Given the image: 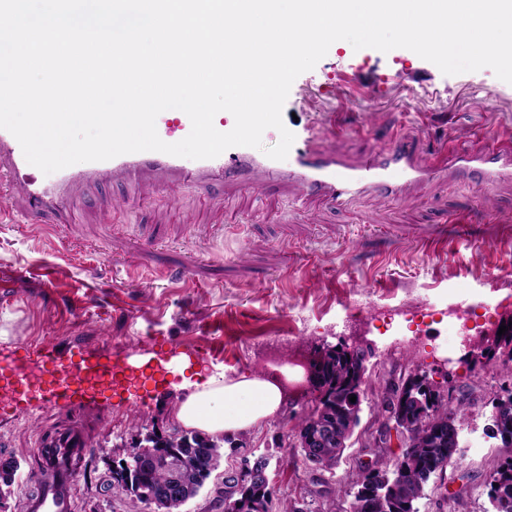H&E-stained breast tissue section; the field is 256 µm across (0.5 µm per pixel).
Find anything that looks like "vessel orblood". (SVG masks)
<instances>
[{
	"label": "vessel or blood",
	"instance_id": "obj_1",
	"mask_svg": "<svg viewBox=\"0 0 512 512\" xmlns=\"http://www.w3.org/2000/svg\"><path fill=\"white\" fill-rule=\"evenodd\" d=\"M156 130L163 141L173 143L190 133L191 121L185 113L166 110L158 115ZM318 135V128L311 124L296 132L298 147L290 174L304 190L318 193L339 207L347 205L365 188L386 198L397 196L409 183L436 176L450 167L463 169L487 187L500 178L512 177L511 142H496L479 152L461 151L445 142L434 149L432 157L425 158L418 155L411 140L397 133L384 152L371 153L361 162L350 163L314 150ZM277 171L276 161L257 158L250 148L236 146L216 158L197 161L189 171L179 157L143 151L67 167L55 172L53 181L47 182L27 163L16 138L0 129V185L8 196L25 199L27 220L35 226L40 225L46 214L51 215L53 223H67L68 210L76 203L73 189L83 182L120 179L135 183L150 173L166 180L183 175L200 181L228 179L251 191L258 177H270ZM36 366L55 383L57 393L63 395L73 387L85 385L95 375H113L119 370L118 365L99 361L81 363L70 370L58 364L49 351L40 352ZM38 446L43 450L44 466L36 477L37 492L24 500V512H72L71 491L79 475L77 462L88 451L84 424L73 421L54 428L48 436L40 438Z\"/></svg>",
	"mask_w": 512,
	"mask_h": 512
}]
</instances>
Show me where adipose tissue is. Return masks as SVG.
<instances>
[{
	"mask_svg": "<svg viewBox=\"0 0 512 512\" xmlns=\"http://www.w3.org/2000/svg\"><path fill=\"white\" fill-rule=\"evenodd\" d=\"M169 366L185 375L191 364L182 355L172 358ZM293 378L285 368L233 379L217 373L197 382L185 375L188 393L171 405L170 417L184 428L232 438L275 417L285 402V384Z\"/></svg>",
	"mask_w": 512,
	"mask_h": 512,
	"instance_id": "adipose-tissue-1",
	"label": "adipose tissue"
}]
</instances>
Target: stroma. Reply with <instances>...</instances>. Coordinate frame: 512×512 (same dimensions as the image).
<instances>
[{
    "label": "stroma",
    "instance_id": "35a3bbf8",
    "mask_svg": "<svg viewBox=\"0 0 512 512\" xmlns=\"http://www.w3.org/2000/svg\"><path fill=\"white\" fill-rule=\"evenodd\" d=\"M334 112L347 114L349 130L322 135L315 147L350 162L387 149L396 130L427 147L449 135L459 148L478 151L485 131L512 136V84L488 68L444 75L405 48L384 53L335 43L293 82L283 121L293 131L325 123ZM232 212L239 223H229ZM457 215L468 219L464 231L450 223ZM73 220L49 237L0 223V270L26 274L0 291V351L34 357L52 347L68 367L89 355L157 357L135 387L91 398L75 512H135L124 493L102 485L138 429L170 428L164 406L181 382L163 367L170 350L234 377L260 370L273 351L286 356L353 341L374 350L362 386V425L376 420L389 379L420 368L446 366L456 389L470 392L444 479L448 487H467L455 512H487L490 476L507 451L486 426L493 397L512 388V377L496 358L462 363L447 322L429 319L415 332L379 310H435L489 292L511 296L512 235L505 228L512 226V179L487 190L462 174L436 178L407 185L399 198L366 192L341 208L300 197L283 177L265 182L256 198L231 183L220 190L188 184L171 195L150 182H112L86 186ZM441 238L447 250L425 252L427 241ZM45 271L54 273L53 287L41 286ZM351 300L365 304L364 315L343 318ZM311 407L310 398L294 396L246 442L248 458L269 457L276 497L304 499L308 512H318V481L332 488L336 503L348 504L366 451L356 436L334 467L307 463L291 442ZM74 416L70 403L45 404L35 387L0 406V454L20 462L19 488L5 512H21L35 489L40 433Z\"/></svg>",
    "mask_w": 512,
    "mask_h": 512
}]
</instances>
